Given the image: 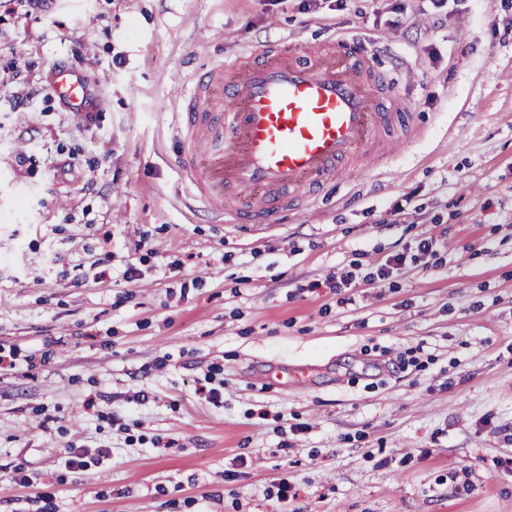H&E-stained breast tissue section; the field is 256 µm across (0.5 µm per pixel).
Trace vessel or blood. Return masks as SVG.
Instances as JSON below:
<instances>
[{"label": "vessel or blood", "mask_w": 512, "mask_h": 512, "mask_svg": "<svg viewBox=\"0 0 512 512\" xmlns=\"http://www.w3.org/2000/svg\"><path fill=\"white\" fill-rule=\"evenodd\" d=\"M371 61L351 38L324 55L274 39L191 75L180 92L179 165L204 207L227 224L278 223L301 189L369 150L392 118L391 94L377 92L390 80ZM49 84L76 114L101 107L83 74L64 62L54 64ZM244 187L262 190L247 208L235 204Z\"/></svg>", "instance_id": "vessel-or-blood-1"}]
</instances>
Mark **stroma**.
Returning <instances> with one entry per match:
<instances>
[{
    "instance_id": "1",
    "label": "stroma",
    "mask_w": 512,
    "mask_h": 512,
    "mask_svg": "<svg viewBox=\"0 0 512 512\" xmlns=\"http://www.w3.org/2000/svg\"><path fill=\"white\" fill-rule=\"evenodd\" d=\"M300 3L0 0V512H512V0ZM342 35L408 104L397 151L212 221L179 83ZM62 58L102 111L51 99Z\"/></svg>"
}]
</instances>
